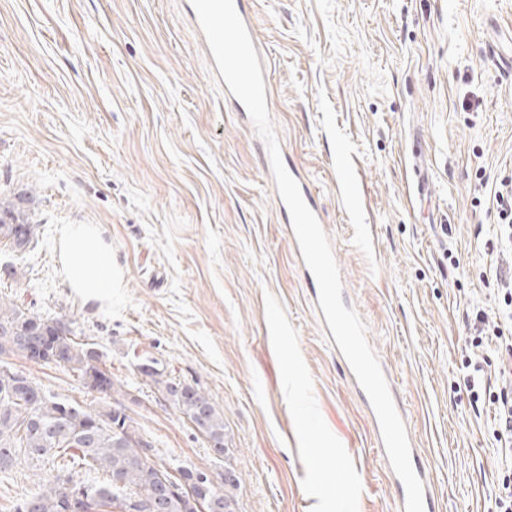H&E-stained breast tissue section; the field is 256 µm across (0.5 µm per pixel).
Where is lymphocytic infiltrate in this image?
Segmentation results:
<instances>
[{"mask_svg": "<svg viewBox=\"0 0 512 512\" xmlns=\"http://www.w3.org/2000/svg\"><path fill=\"white\" fill-rule=\"evenodd\" d=\"M499 222L492 243L496 257L488 275L503 296L497 314L473 306L468 313L471 345L476 350L463 379L471 405L486 401L492 435L504 477L495 496L496 512H512V188L490 193Z\"/></svg>", "mask_w": 512, "mask_h": 512, "instance_id": "f902f5d3", "label": "lymphocytic infiltrate"}]
</instances>
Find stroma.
Segmentation results:
<instances>
[{"instance_id": "obj_1", "label": "stroma", "mask_w": 512, "mask_h": 512, "mask_svg": "<svg viewBox=\"0 0 512 512\" xmlns=\"http://www.w3.org/2000/svg\"><path fill=\"white\" fill-rule=\"evenodd\" d=\"M282 160L310 182L349 302L396 381L439 512H495L500 459L462 391L495 183L512 180V0H251ZM189 0H0V191L38 226L0 294L93 343L117 392L18 353L47 390L129 416L169 473L232 472L236 512H399L369 406L333 348L260 138ZM94 224L117 286L70 288ZM152 359L155 383L142 365ZM224 416V454L168 399ZM64 273L71 288L89 302L112 297V249L91 224H71L61 236Z\"/></svg>"}]
</instances>
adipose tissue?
<instances>
[{
	"mask_svg": "<svg viewBox=\"0 0 512 512\" xmlns=\"http://www.w3.org/2000/svg\"><path fill=\"white\" fill-rule=\"evenodd\" d=\"M61 252L65 277L71 288L90 302L111 298L112 249L95 226H66L61 236Z\"/></svg>",
	"mask_w": 512,
	"mask_h": 512,
	"instance_id": "1",
	"label": "adipose tissue"
}]
</instances>
